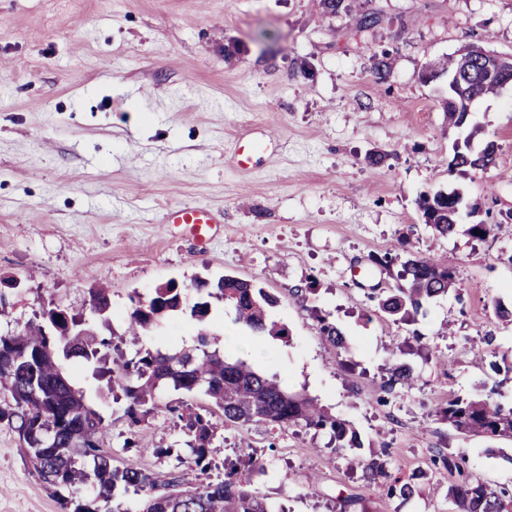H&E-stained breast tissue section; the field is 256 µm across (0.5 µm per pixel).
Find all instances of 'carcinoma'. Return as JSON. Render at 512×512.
Masks as SVG:
<instances>
[{
	"label": "carcinoma",
	"mask_w": 512,
	"mask_h": 512,
	"mask_svg": "<svg viewBox=\"0 0 512 512\" xmlns=\"http://www.w3.org/2000/svg\"><path fill=\"white\" fill-rule=\"evenodd\" d=\"M443 69L450 75L461 73L455 90L460 107L443 106L448 124L460 128L466 123V109L471 103L498 86L485 80V51L475 44L461 48L458 57ZM496 153L493 139L478 152L467 143L457 145L448 167L485 169L493 164ZM459 205V196L444 191L422 195L418 201L423 222L441 237L455 230ZM372 261L386 270L400 265L398 287L378 298V310L397 322L409 323L424 304L447 294L454 285L453 272L431 257L411 255L401 262L386 253L373 256ZM193 289L199 301L190 307L183 303L186 289L174 281L157 286L148 295L131 296L127 332L137 335L164 317L186 312L202 324L212 306L222 304L233 313V322L254 336H288L287 328L272 316L277 297L252 281L233 275L198 278ZM88 295L95 312L105 318L112 313L107 289L91 288ZM312 316L329 346L348 350L344 333L329 315L315 307ZM68 320L76 323L77 315L51 301L25 323L23 330L0 333V359L4 360L0 366V423L14 430L32 468L53 493H72L62 497L63 505L72 512H287L251 490L252 474L264 470V465L250 452L224 460L223 475L207 482H190L188 471L198 470L204 475L212 469L207 443L226 424L262 422L280 429L301 426L328 433L330 442L341 450L360 446L349 424L330 415L314 399L284 390L276 377L259 373L244 362L226 361L211 348L203 327L189 350L170 353L147 349L126 359L112 339L95 332L64 335L60 328ZM70 360L106 381L114 401L126 400L125 414L133 428L157 408L158 387L169 386L187 394L203 392L211 403L206 413L180 414L190 437L189 470L160 476L134 464L113 466L112 456L100 444L104 417L76 385L65 366ZM132 374L136 375L134 385L127 383ZM412 380L413 368L398 363L392 368L389 384L405 386ZM439 416L462 435L512 439V407H504L489 395L450 400L439 409ZM432 464L456 474L448 487V500L459 512H512V492L497 490L474 477L464 457L439 454L432 458ZM364 478L388 497L406 500L415 493L416 476L394 477L381 462L369 463ZM83 485L91 486L95 494L78 497ZM119 486L137 497L135 505L115 501L114 491Z\"/></svg>",
	"instance_id": "1"
}]
</instances>
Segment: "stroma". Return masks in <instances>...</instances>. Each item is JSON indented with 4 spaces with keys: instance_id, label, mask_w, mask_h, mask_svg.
Wrapping results in <instances>:
<instances>
[{
    "instance_id": "1",
    "label": "stroma",
    "mask_w": 512,
    "mask_h": 512,
    "mask_svg": "<svg viewBox=\"0 0 512 512\" xmlns=\"http://www.w3.org/2000/svg\"><path fill=\"white\" fill-rule=\"evenodd\" d=\"M374 12L365 31L328 15L322 0H0V332L20 330L54 300L97 331L113 329L125 357L188 345L198 325L162 321L132 337L133 293L230 274L258 283L279 304L288 340L250 335L213 309L225 351L303 392L348 422L361 445L335 451L326 434L263 423L228 425L209 446L222 464L241 450L264 464L251 488L289 512H448L452 474L434 449L464 455L470 472L512 490V439L465 436L437 411L457 397L493 395L512 406V84L471 106L468 128L448 127V77L429 65L465 44L512 56V0H352ZM387 56L386 80L374 73ZM498 145L494 165L452 171L455 143ZM259 149L239 167V142ZM382 156L373 165L371 156ZM458 192L454 233L423 224L418 198ZM205 206L223 214L198 243L165 221L167 209ZM496 228L483 240L469 225ZM440 258L455 274L448 294L415 322L378 312L375 291L395 272L369 268L373 255ZM317 290L306 293L308 279ZM106 285L109 319L88 290ZM345 333L348 352L319 335L311 308ZM410 363L412 387H388ZM87 401L105 418L102 441L115 465L174 471L163 448L185 444L171 406L210 405L203 393L158 392L157 410L131 429L123 403L100 396L78 372ZM136 436L150 451L125 447ZM406 477L423 469L411 499H388L363 478L371 460ZM354 493L357 505L343 499ZM0 512H64L0 424Z\"/></svg>"
}]
</instances>
